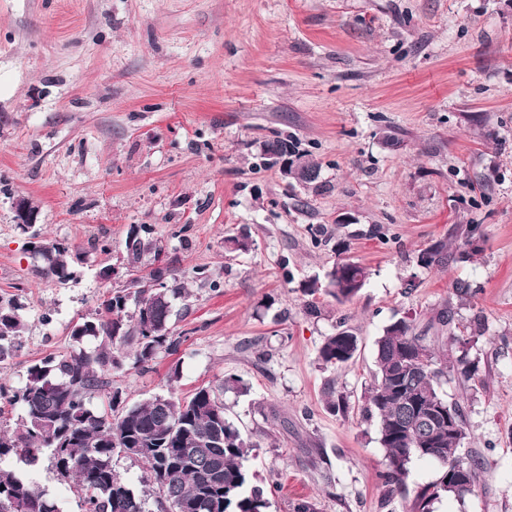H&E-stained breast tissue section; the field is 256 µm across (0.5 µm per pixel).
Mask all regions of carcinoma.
<instances>
[{
  "label": "carcinoma",
  "instance_id": "cac0c4a2",
  "mask_svg": "<svg viewBox=\"0 0 512 512\" xmlns=\"http://www.w3.org/2000/svg\"><path fill=\"white\" fill-rule=\"evenodd\" d=\"M298 149L290 137L263 142L262 154ZM302 185L318 182L320 165L302 151ZM148 229L127 235L128 264L136 268L153 254L149 272L130 281L127 288L110 293L93 313L80 318L71 330L72 345L63 354H49L27 368L26 383L12 391L0 385V399L23 407L12 429L0 427V512H58L54 500L31 477L48 459L58 477L73 483L81 512H145V498L114 470L112 461L125 457L138 463L158 512L171 503L182 512H267L269 492L253 482L247 461L250 439L226 417L224 393L245 395L248 388L234 376L216 387H199L188 398L150 396L129 404L112 374L132 359V368L146 371L158 360L177 353L185 337L176 334L181 312L175 301L189 297L188 288L167 263L162 249L145 237ZM479 253L474 239L457 253L439 244L422 253L425 266L465 262ZM40 275L64 284L75 271L65 244L41 238L31 249ZM367 271L351 259L337 261L325 274L328 294L339 302L354 298L366 281ZM162 280L164 293L153 288ZM22 306L0 297V364L12 359L25 329ZM453 321L444 307L432 316L426 329L442 332ZM358 350V336L341 328L324 338L319 359L325 366L349 363ZM448 376V356L416 332L414 319L400 317L375 341L372 383L367 390V412L377 419L379 444L385 451L381 474L388 497L408 490L410 463L428 459L439 464L441 474L419 487L412 512H433L444 498L461 499L481 480L480 465L465 460L459 449L467 437L465 415L456 401L447 402L459 431L448 432V420L436 414L421 417L417 408L444 399L439 387ZM327 408L346 413L343 395L333 384L324 391Z\"/></svg>",
  "mask_w": 512,
  "mask_h": 512
}]
</instances>
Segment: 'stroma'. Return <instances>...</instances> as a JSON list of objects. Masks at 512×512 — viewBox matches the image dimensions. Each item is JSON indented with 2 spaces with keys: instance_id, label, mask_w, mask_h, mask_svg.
Listing matches in <instances>:
<instances>
[{
  "instance_id": "obj_1",
  "label": "stroma",
  "mask_w": 512,
  "mask_h": 512,
  "mask_svg": "<svg viewBox=\"0 0 512 512\" xmlns=\"http://www.w3.org/2000/svg\"><path fill=\"white\" fill-rule=\"evenodd\" d=\"M277 135L320 163L322 191L264 164ZM18 197L84 256L76 279L36 272ZM141 225L188 287L186 340L114 378L131 403L241 378L248 394L224 403L259 443L257 482L277 487L268 512L299 499L410 512L411 498L382 500L384 450L364 415L374 343L393 319L421 326L446 305L448 349L467 345L478 369L440 391L464 409L461 452L482 480L434 512H512V0H0V295L26 322L0 382L22 387L128 284L124 242ZM472 228V261L421 265ZM239 233L250 252L226 248ZM347 257L368 272L356 298L311 291ZM342 322L356 357L324 367L318 349ZM328 382L346 414L327 410Z\"/></svg>"
}]
</instances>
